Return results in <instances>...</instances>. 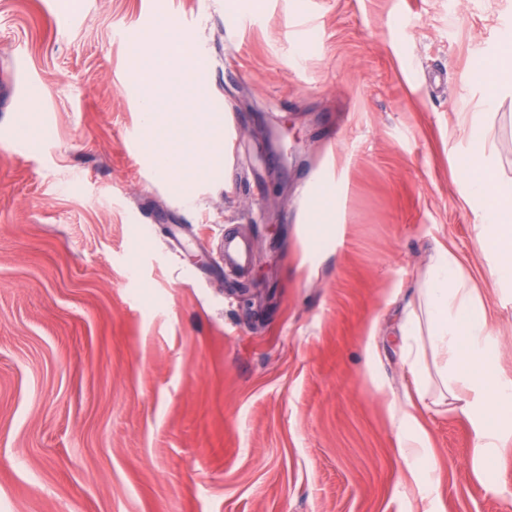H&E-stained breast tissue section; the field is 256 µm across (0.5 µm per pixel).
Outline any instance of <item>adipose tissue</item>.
Segmentation results:
<instances>
[{"mask_svg":"<svg viewBox=\"0 0 512 512\" xmlns=\"http://www.w3.org/2000/svg\"><path fill=\"white\" fill-rule=\"evenodd\" d=\"M200 100V88L191 77L170 79L165 68L152 71L139 100L141 125L149 135L150 165L184 195L230 167L226 117L202 111ZM462 121L471 144L463 167L469 174L466 198L477 215L474 243L488 257L486 275L492 286L512 288V181L492 182L484 175L488 129L482 113H463ZM337 199L331 179L309 204L307 222L317 248H324L332 236ZM403 334L407 381L402 402H390L389 410L399 454L409 465L407 483L422 477L415 461L433 456L422 422L432 393L449 400L454 411L472 423V460L484 467L512 445V379L496 368L487 308L447 248L435 250L417 282Z\"/></svg>","mask_w":512,"mask_h":512,"instance_id":"ef3b65f1","label":"adipose tissue"}]
</instances>
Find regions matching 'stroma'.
Masks as SVG:
<instances>
[{
  "mask_svg": "<svg viewBox=\"0 0 512 512\" xmlns=\"http://www.w3.org/2000/svg\"><path fill=\"white\" fill-rule=\"evenodd\" d=\"M449 1L0 0V512H418L385 396L437 245L512 376V288L485 278L457 163L512 0ZM161 11L233 129L231 188L190 203L145 162L129 79ZM232 12L260 21L231 33ZM485 121L511 180L512 89ZM330 175L321 260L304 220ZM229 237L252 246L238 275ZM426 418L433 512H512V458L478 473L471 425Z\"/></svg>",
  "mask_w": 512,
  "mask_h": 512,
  "instance_id": "1",
  "label": "stroma"
}]
</instances>
